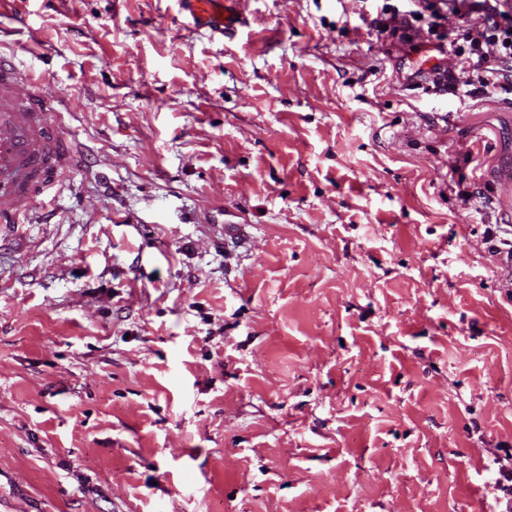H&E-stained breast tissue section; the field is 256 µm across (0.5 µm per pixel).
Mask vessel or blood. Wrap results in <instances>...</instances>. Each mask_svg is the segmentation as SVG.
<instances>
[{
	"label": "vessel or blood",
	"mask_w": 512,
	"mask_h": 512,
	"mask_svg": "<svg viewBox=\"0 0 512 512\" xmlns=\"http://www.w3.org/2000/svg\"><path fill=\"white\" fill-rule=\"evenodd\" d=\"M230 0H181L182 8L202 26L233 37L240 18L230 15ZM13 56L0 53V222L20 223L15 198H34L53 188L65 168L76 165L77 153L56 124L46 119L39 96L19 102L16 87L26 81Z\"/></svg>",
	"instance_id": "obj_1"
}]
</instances>
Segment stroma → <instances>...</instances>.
Listing matches in <instances>:
<instances>
[{
  "instance_id": "obj_1",
  "label": "stroma",
  "mask_w": 512,
  "mask_h": 512,
  "mask_svg": "<svg viewBox=\"0 0 512 512\" xmlns=\"http://www.w3.org/2000/svg\"><path fill=\"white\" fill-rule=\"evenodd\" d=\"M235 7L0 0L81 155L0 232V512H493L512 94L411 89L455 57L374 0ZM235 0H181L182 8L193 18L194 24L220 32L231 38L241 24L240 18L228 11L229 3ZM224 16V19H221Z\"/></svg>"
}]
</instances>
